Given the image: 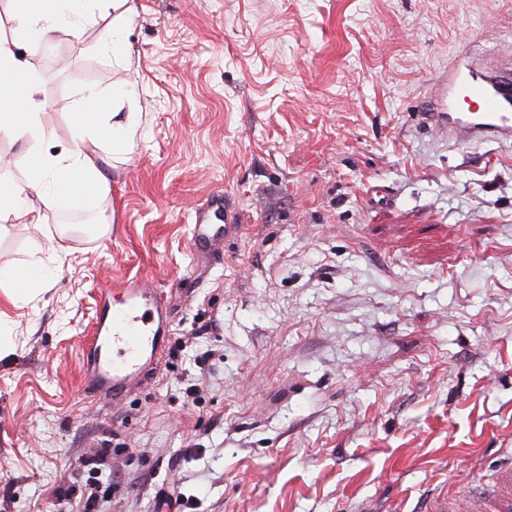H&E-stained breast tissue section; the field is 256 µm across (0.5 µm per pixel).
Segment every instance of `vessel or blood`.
I'll list each match as a JSON object with an SVG mask.
<instances>
[{
    "label": "vessel or blood",
    "mask_w": 512,
    "mask_h": 512,
    "mask_svg": "<svg viewBox=\"0 0 512 512\" xmlns=\"http://www.w3.org/2000/svg\"><path fill=\"white\" fill-rule=\"evenodd\" d=\"M500 56V61L485 63L464 57L449 70L443 102L449 137L464 142L512 139V50H502ZM233 221L223 193L211 194L195 213L193 251L219 252ZM169 332L166 296L136 282L127 285L118 300L102 307L86 351V388L120 404L158 367ZM423 512H512V468L500 471L490 487L464 501L432 495Z\"/></svg>",
    "instance_id": "b4317fda"
}]
</instances>
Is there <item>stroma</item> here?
Returning a JSON list of instances; mask_svg holds the SVG:
<instances>
[{
	"instance_id": "stroma-1",
	"label": "stroma",
	"mask_w": 512,
	"mask_h": 512,
	"mask_svg": "<svg viewBox=\"0 0 512 512\" xmlns=\"http://www.w3.org/2000/svg\"><path fill=\"white\" fill-rule=\"evenodd\" d=\"M22 46L47 94L43 145L71 140L78 93L135 113L130 151L89 144L98 212L42 209L53 280L0 322V512H412L512 465V142L464 145L433 86L459 54L512 48V0H132ZM130 97L113 98L119 81ZM381 186L389 201L373 200ZM223 191L238 226L190 247ZM166 291L161 365L120 404L87 393L105 296ZM110 449L103 475L84 466Z\"/></svg>"
}]
</instances>
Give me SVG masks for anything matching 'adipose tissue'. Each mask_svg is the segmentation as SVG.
<instances>
[{
  "mask_svg": "<svg viewBox=\"0 0 512 512\" xmlns=\"http://www.w3.org/2000/svg\"><path fill=\"white\" fill-rule=\"evenodd\" d=\"M86 0H11L16 22L14 41L0 40V132L29 143L27 182L18 185L0 177V232L6 222L40 224V214L29 205L36 193L44 206L60 204L84 212L95 211L108 191L102 166L85 149L86 142L106 143L112 152H127L136 133L135 115L109 122L99 113L101 97L84 90L72 123L69 147L58 154L43 152L50 133L42 122L41 83L33 66L20 53L21 43L49 36L62 26L78 23ZM50 267L39 254L18 267L0 270V287L10 288L11 301H20L45 287Z\"/></svg>",
  "mask_w": 512,
  "mask_h": 512,
  "instance_id": "obj_1",
  "label": "adipose tissue"
}]
</instances>
